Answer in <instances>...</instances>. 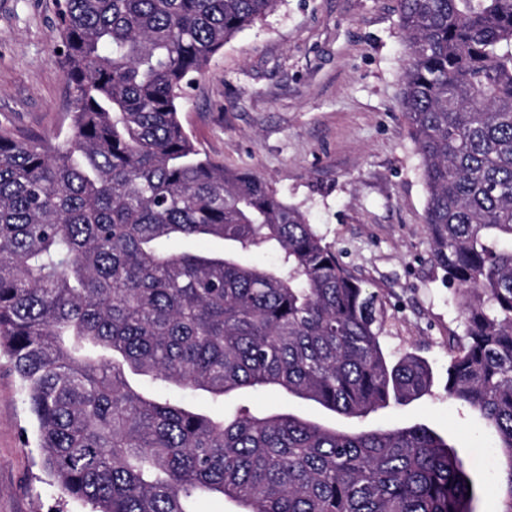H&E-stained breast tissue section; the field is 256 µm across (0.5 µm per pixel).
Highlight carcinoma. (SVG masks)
I'll use <instances>...</instances> for the list:
<instances>
[{"label": "carcinoma", "mask_w": 512, "mask_h": 512, "mask_svg": "<svg viewBox=\"0 0 512 512\" xmlns=\"http://www.w3.org/2000/svg\"><path fill=\"white\" fill-rule=\"evenodd\" d=\"M279 2L60 3L67 135L0 127V351L43 466L92 512H195L206 497L244 512H473L462 460L426 426L223 408L275 390L363 419L432 386L421 357L385 353L377 295L305 214L201 155L181 123L212 56ZM398 9L425 228L465 324L447 394L493 433L512 512V0ZM184 238L224 249H166ZM255 251L275 264L247 261Z\"/></svg>", "instance_id": "1"}]
</instances>
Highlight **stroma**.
<instances>
[{"label": "stroma", "instance_id": "35a3bbf8", "mask_svg": "<svg viewBox=\"0 0 512 512\" xmlns=\"http://www.w3.org/2000/svg\"><path fill=\"white\" fill-rule=\"evenodd\" d=\"M58 8V0H0V125L55 143L69 110ZM407 55L397 0H280L211 58L181 119L201 153L255 172L304 212L378 295L389 352L413 351L429 363L430 394L377 410L363 426L435 431L465 464L474 512H499L501 467L485 427L445 392L448 343L464 325L455 290L431 261L422 162L401 109ZM288 406L352 425L274 391L228 404L254 414ZM34 436L20 380L0 354V512H90L52 486Z\"/></svg>", "mask_w": 512, "mask_h": 512}]
</instances>
